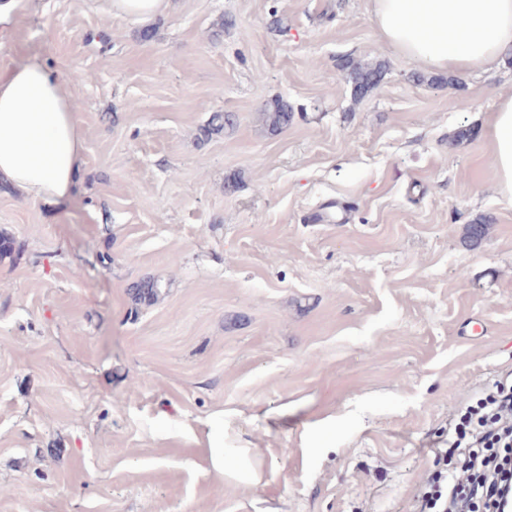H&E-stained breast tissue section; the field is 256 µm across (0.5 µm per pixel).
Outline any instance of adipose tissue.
Segmentation results:
<instances>
[{
    "mask_svg": "<svg viewBox=\"0 0 512 512\" xmlns=\"http://www.w3.org/2000/svg\"><path fill=\"white\" fill-rule=\"evenodd\" d=\"M383 41L432 72L499 67L512 53V0H371ZM498 188L512 196V96L491 125ZM84 133L73 101L43 66L0 74V182L55 204L74 187Z\"/></svg>",
    "mask_w": 512,
    "mask_h": 512,
    "instance_id": "obj_1",
    "label": "adipose tissue"
}]
</instances>
